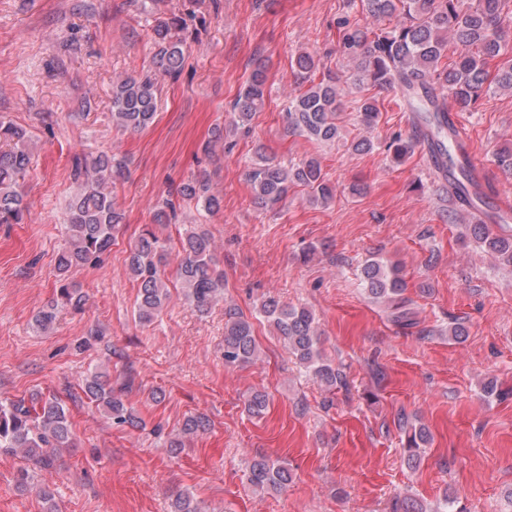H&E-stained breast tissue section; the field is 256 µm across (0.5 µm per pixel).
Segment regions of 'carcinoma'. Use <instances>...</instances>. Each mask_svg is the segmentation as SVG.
Returning a JSON list of instances; mask_svg holds the SVG:
<instances>
[{
	"mask_svg": "<svg viewBox=\"0 0 512 512\" xmlns=\"http://www.w3.org/2000/svg\"><path fill=\"white\" fill-rule=\"evenodd\" d=\"M506 0H361L362 9L373 17L396 15L400 21L389 31L369 38L368 31L349 28L345 31L341 51L355 63V71L344 77L332 71L316 75L319 61L307 51L295 59L301 78L309 80L306 89L291 99L284 112L286 129L299 132L311 140L333 142L339 135L336 112L341 105V86L353 79L361 85L370 83L383 88H399L417 112L431 113L436 129L430 153L442 160L448 172V197L474 199L468 187L477 185L469 159L455 153L453 142H444L440 134L448 126L447 101L458 112H470L481 96L492 88L512 91V37L505 27ZM186 20L173 16L153 27L155 53L154 72L139 77L120 78L112 84V122L119 128L142 131L155 122L158 110V78L176 79L185 61ZM453 43L457 59L445 67L440 60ZM498 59L495 75L486 69L488 61ZM266 77L260 68L254 70L238 92L233 110L238 124L247 127L265 103ZM361 123L376 124L379 109L370 98L359 101ZM413 141L399 135L388 145L392 160L402 163L411 153ZM31 163L26 146V132L10 122L0 120V224H21L27 205L21 180ZM124 161L102 152L89 159L75 155L73 176L77 192L66 219V244L56 258L57 270L66 273L96 262L112 246L114 232L124 223V213L117 206L114 192L126 179ZM246 177L254 200L263 207H274L288 198L294 187L307 191L311 203L328 205L335 189L326 178L320 161L311 156L288 167L264 157L248 166ZM185 201H194L208 212L220 209L221 198L210 192L208 183L193 178L176 189ZM475 237L491 253L512 265V229L491 233L484 224L472 225ZM176 276L187 297L204 312L224 296V272L217 269L212 258V240L203 230L191 229L181 238ZM169 264L166 244L147 230L130 248L127 257L129 273L138 282L137 315L150 323L169 299L165 267ZM396 264L371 259L361 270L365 293L378 302L392 303L394 323L411 328L416 324L403 297L405 281ZM57 304L39 311L35 322L39 329H50L57 319ZM260 313L274 326L288 344V350L321 386L328 390L348 388L341 367L322 355L321 336L315 314L305 306H294L269 296L262 300ZM259 346L252 322L237 308H224V364L237 365L256 359ZM84 393L102 406L118 426L136 428L141 419L123 399L124 388L93 373L84 379ZM250 413L259 416L268 404L267 394L253 392L246 400ZM407 434L405 448L407 465L417 466L422 449L431 440L422 424L408 425L400 419ZM71 427L66 408L55 397L36 396L31 405L0 401V448L22 450L35 464L49 468L58 449L69 448ZM247 481L260 491H280L291 481L286 464L265 455L252 458ZM455 497L445 495L439 508L430 509L418 500L396 499L390 512H454ZM171 512H202L189 493H180Z\"/></svg>",
	"mask_w": 512,
	"mask_h": 512,
	"instance_id": "1",
	"label": "carcinoma"
}]
</instances>
